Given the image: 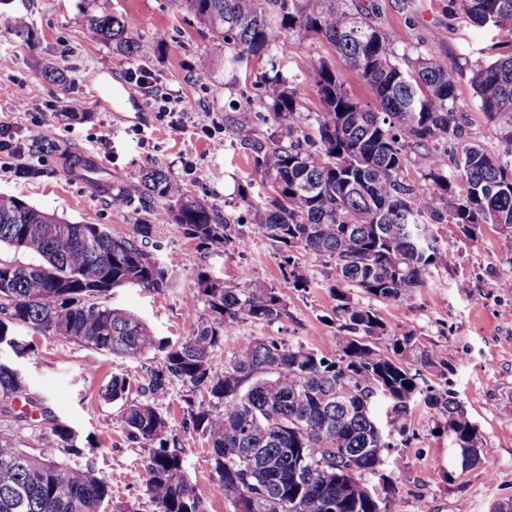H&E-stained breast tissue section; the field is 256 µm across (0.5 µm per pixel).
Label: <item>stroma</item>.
<instances>
[{
    "instance_id": "35a3bbf8",
    "label": "stroma",
    "mask_w": 512,
    "mask_h": 512,
    "mask_svg": "<svg viewBox=\"0 0 512 512\" xmlns=\"http://www.w3.org/2000/svg\"><path fill=\"white\" fill-rule=\"evenodd\" d=\"M353 3L392 34L399 63L429 57L453 70L457 91L451 109L462 118L464 139L503 154L501 129L481 111L470 78L473 69L512 44V34L474 26L459 0ZM89 9L133 18V36L147 55L116 52L87 39ZM208 42L182 0H0V55L12 59L9 68L0 69V125L7 126L14 144L13 150L0 152V194L21 197L72 222L103 225L112 236L129 237L138 212L114 209L110 193L95 192L65 173L61 158L72 154L98 160L97 176L111 190L138 182L146 170L163 169L229 217L231 240L223 252H211L172 223L165 205L155 204L145 247L159 264L173 265L175 282L160 292L137 286L116 289L110 304L151 322L159 339L180 342L191 334L188 313L207 314L196 289L198 274L234 286L245 270L254 283L277 288L286 308L277 322H247L240 334L334 354L345 319L337 307L336 277L329 263L293 250L308 286L292 287L281 268L284 246L265 238L253 223V209L263 205L269 189L251 159L235 136L224 135V145L217 149L196 133L198 125L223 122L225 115L246 105L263 111L268 96L255 81L267 65L254 59L235 71L219 70L209 61ZM276 54L307 118L306 133H314L315 117L323 111L308 69L310 58L327 61L356 99H371L369 88L320 34H283ZM50 67L57 78L47 76ZM132 68L151 71L153 90L129 81ZM115 85L123 100L119 113L111 95L95 97L98 87ZM174 92L181 93L182 101L173 117H163L155 99ZM74 96L87 102L80 120L63 115ZM40 123L50 129L48 149L35 152L28 139ZM433 231L453 261L431 268L410 299L388 301L357 288L347 295L352 304L375 310L389 333H415L438 359L453 365L447 380L436 379L432 385L451 390L461 401L482 436L485 462L449 480L455 451L447 433L439 432L437 417L420 408L411 417L414 437L396 451L401 466L385 467L383 475L368 474L364 480L378 489L381 476L391 479L397 498L393 512H489L493 503L512 497V236L495 224L480 225L472 234L452 236L438 224ZM15 337L20 345H33V353L20 356L5 346L0 361L26 377L35 412L21 422L0 417V432L36 453L56 447L51 422L62 421L76 432L83 449L82 455L68 457V464L94 469L112 487V499L102 512H119L134 501L147 506L142 475L149 451L129 441L121 415L124 401L148 399L146 385L151 371L161 367L163 352L120 359L49 333L33 336L20 330ZM116 376L130 382L122 401L104 397ZM209 402L206 392L176 380L158 406L206 512H233L213 471L209 445L194 431L190 417L193 408Z\"/></svg>"
}]
</instances>
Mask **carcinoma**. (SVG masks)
<instances>
[{"label": "carcinoma", "instance_id": "carcinoma-1", "mask_svg": "<svg viewBox=\"0 0 512 512\" xmlns=\"http://www.w3.org/2000/svg\"><path fill=\"white\" fill-rule=\"evenodd\" d=\"M208 34V55L226 69L264 59L260 77L272 93L267 112L248 106L224 117L252 158L254 170L272 190L254 210L266 238L329 259L339 288H360L390 301L410 298L431 267L452 261L429 224L469 233L480 224L512 230V163L476 143L456 156L451 137H461L448 108L456 81L447 65L420 58L405 67L395 61L392 35L352 13L347 0H182ZM479 27L512 33V0H460ZM86 32L126 54L145 50L133 38L126 16L86 11ZM289 30L321 33L355 77L372 93L363 105L336 70L310 58L309 70L326 111L315 118V145L301 130L293 91L280 76L275 47ZM471 84L483 113L501 124L512 152V49L473 71ZM272 124L286 133H268ZM452 156L460 192L441 168L426 174L419 189L404 177L408 154L431 146ZM117 208L134 202L149 213L168 206L174 223L214 252L230 239V222L162 169L116 191ZM84 225L46 213L25 200L0 194V245L42 258L20 265L0 260V345L15 348L14 332L51 333L116 358L137 359L163 346L152 325L102 300L126 286L161 290L173 270L158 264L139 239L152 234L147 217L134 235L114 237L102 225L86 238ZM197 291L209 310L190 316L192 335L167 344L161 369L150 379L151 395L173 380L207 392L215 405L192 413L194 428L210 446L213 471L234 512H389L396 488L381 498L364 482L386 463L391 449L410 440L411 415L424 407L445 419L461 471L482 463V437L460 402L448 391L424 386V373L448 380L452 368L407 332L386 336L379 315L338 294L352 333L333 355L269 338L241 336L224 371L212 355L244 322L272 324L285 311L281 293L251 282L226 288L206 274ZM388 338L386 351L378 343ZM114 377L105 390L119 400L129 390ZM27 383L0 362V414L9 416ZM129 439L151 449L144 482L151 512H204L180 449L168 446V421L146 400L126 406ZM58 447L32 454L0 434V512H101L111 498L108 482L89 468L72 467L58 453L83 452L77 434L54 422Z\"/></svg>", "mask_w": 512, "mask_h": 512}]
</instances>
